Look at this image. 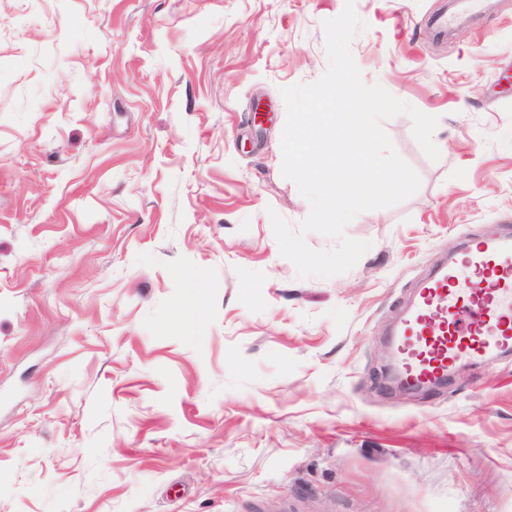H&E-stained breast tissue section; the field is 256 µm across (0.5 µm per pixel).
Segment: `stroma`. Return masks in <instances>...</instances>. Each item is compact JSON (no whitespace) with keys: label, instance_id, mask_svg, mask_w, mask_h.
I'll return each mask as SVG.
<instances>
[{"label":"stroma","instance_id":"stroma-1","mask_svg":"<svg viewBox=\"0 0 512 512\" xmlns=\"http://www.w3.org/2000/svg\"><path fill=\"white\" fill-rule=\"evenodd\" d=\"M475 2L355 0L440 158L386 121L419 190L302 279L281 90L345 0H0V512H512V358L380 390L417 281L512 229V0Z\"/></svg>","mask_w":512,"mask_h":512}]
</instances>
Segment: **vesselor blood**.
I'll return each instance as SVG.
<instances>
[{
	"mask_svg": "<svg viewBox=\"0 0 512 512\" xmlns=\"http://www.w3.org/2000/svg\"><path fill=\"white\" fill-rule=\"evenodd\" d=\"M401 375L423 384L459 360L512 354V232L463 244L417 284L395 330Z\"/></svg>",
	"mask_w": 512,
	"mask_h": 512,
	"instance_id": "vessel-or-blood-1",
	"label": "vessel or blood"
}]
</instances>
